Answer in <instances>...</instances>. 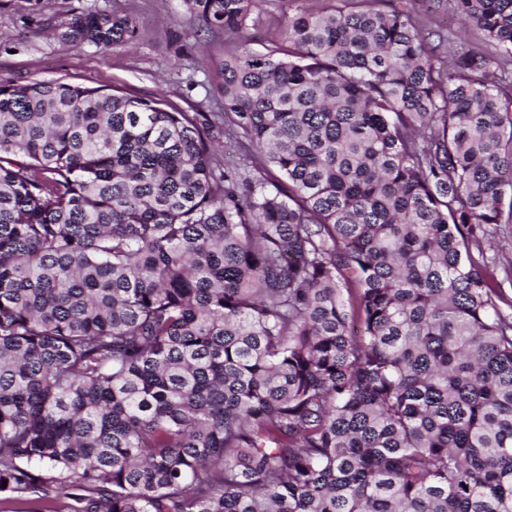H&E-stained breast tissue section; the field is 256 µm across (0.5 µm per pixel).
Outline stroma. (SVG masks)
<instances>
[{
    "label": "stroma",
    "instance_id": "obj_1",
    "mask_svg": "<svg viewBox=\"0 0 512 512\" xmlns=\"http://www.w3.org/2000/svg\"><path fill=\"white\" fill-rule=\"evenodd\" d=\"M91 11L131 16L138 39L107 52L59 39L75 15ZM231 46V36L207 30L182 0H41L36 11L28 0H10L0 9V78L18 84L59 79L140 97L162 95L168 110L202 114L201 131L219 161L241 155L236 140L224 133L221 99L208 92L211 61Z\"/></svg>",
    "mask_w": 512,
    "mask_h": 512
}]
</instances>
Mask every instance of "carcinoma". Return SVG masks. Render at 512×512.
Here are the masks:
<instances>
[{
  "instance_id": "obj_1",
  "label": "carcinoma",
  "mask_w": 512,
  "mask_h": 512,
  "mask_svg": "<svg viewBox=\"0 0 512 512\" xmlns=\"http://www.w3.org/2000/svg\"><path fill=\"white\" fill-rule=\"evenodd\" d=\"M260 2L183 0L237 36V166L159 98L0 78V512H512V0H449L486 48L446 69L419 0L261 52Z\"/></svg>"
}]
</instances>
